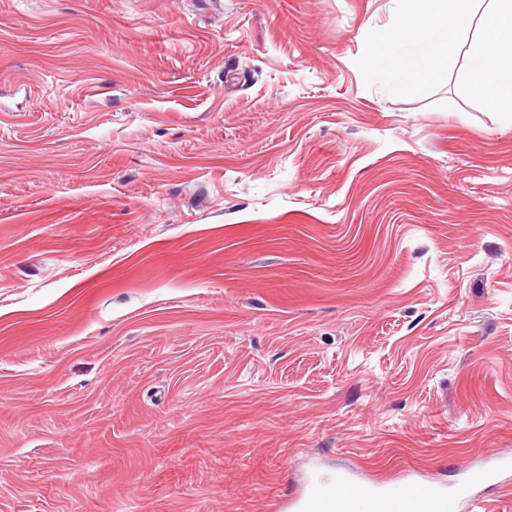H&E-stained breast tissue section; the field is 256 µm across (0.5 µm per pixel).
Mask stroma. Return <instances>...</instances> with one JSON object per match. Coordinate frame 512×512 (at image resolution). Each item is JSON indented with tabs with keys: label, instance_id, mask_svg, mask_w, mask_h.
<instances>
[{
	"label": "stroma",
	"instance_id": "35a3bbf8",
	"mask_svg": "<svg viewBox=\"0 0 512 512\" xmlns=\"http://www.w3.org/2000/svg\"><path fill=\"white\" fill-rule=\"evenodd\" d=\"M396 7L0 0V512L512 455V121L366 85Z\"/></svg>",
	"mask_w": 512,
	"mask_h": 512
}]
</instances>
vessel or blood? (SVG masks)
<instances>
[{"label":"vessel or blood","mask_w":512,"mask_h":512,"mask_svg":"<svg viewBox=\"0 0 512 512\" xmlns=\"http://www.w3.org/2000/svg\"><path fill=\"white\" fill-rule=\"evenodd\" d=\"M497 475L494 466L471 470L450 491L431 481L413 480L401 486L362 484L340 471L307 480L290 506L294 512H457L474 488L495 486Z\"/></svg>","instance_id":"obj_1"}]
</instances>
